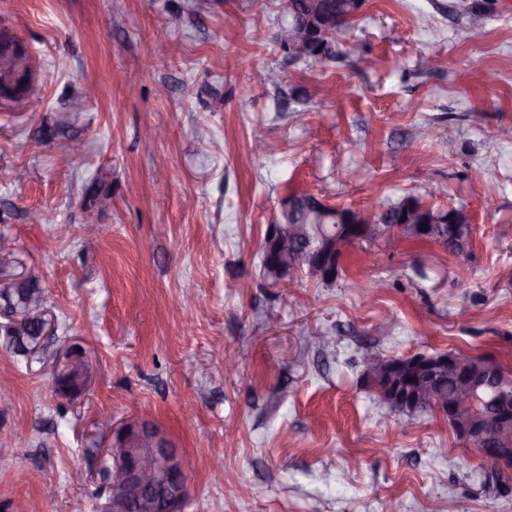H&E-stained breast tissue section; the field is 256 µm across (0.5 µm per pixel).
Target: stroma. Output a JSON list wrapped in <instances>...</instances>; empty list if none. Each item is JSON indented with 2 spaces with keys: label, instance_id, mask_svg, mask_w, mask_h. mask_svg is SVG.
Returning <instances> with one entry per match:
<instances>
[{
  "label": "stroma",
  "instance_id": "stroma-1",
  "mask_svg": "<svg viewBox=\"0 0 512 512\" xmlns=\"http://www.w3.org/2000/svg\"><path fill=\"white\" fill-rule=\"evenodd\" d=\"M442 2L367 0L340 38L366 59L311 63L276 41L284 0H0V31L43 74L0 107V233L56 322L27 362L0 335L13 395L0 455L26 468L22 481L0 472V512H100L112 429L143 415L184 457V512H512V468L504 486L483 483L488 463L445 419L398 426L360 381L368 348L512 368V141L495 137L512 126V0L476 43ZM151 56L167 68H141ZM428 122L447 138L420 141ZM158 125L166 138L145 140ZM75 140L81 153L59 167ZM96 187L112 206L91 214ZM294 190L367 212L407 195L463 205L475 234L460 256L363 245L332 285L266 288L260 245ZM48 208L57 224L39 223ZM72 344L92 382L67 400L53 371Z\"/></svg>",
  "mask_w": 512,
  "mask_h": 512
}]
</instances>
